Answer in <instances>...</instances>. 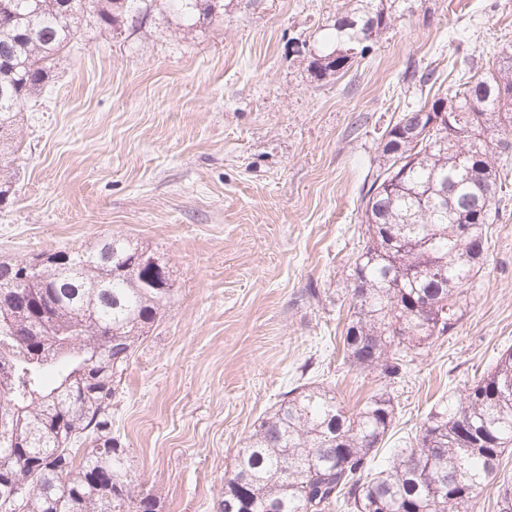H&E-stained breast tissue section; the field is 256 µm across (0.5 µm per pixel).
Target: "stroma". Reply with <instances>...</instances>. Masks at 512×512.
<instances>
[{
    "label": "stroma",
    "mask_w": 512,
    "mask_h": 512,
    "mask_svg": "<svg viewBox=\"0 0 512 512\" xmlns=\"http://www.w3.org/2000/svg\"><path fill=\"white\" fill-rule=\"evenodd\" d=\"M221 2L194 26L161 4L140 23L82 25L21 108L0 203V260L118 233L166 262L176 299L112 401L128 471L159 512H216L245 437L299 383L349 410L387 389L384 461L512 348V155L479 299L456 329L391 384L337 347L384 129L512 50V0H382L387 30L322 80L310 63L335 48L350 0ZM429 69L434 83L411 81Z\"/></svg>",
    "instance_id": "35a3bbf8"
}]
</instances>
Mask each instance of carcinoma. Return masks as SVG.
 <instances>
[{
	"label": "carcinoma",
	"mask_w": 512,
	"mask_h": 512,
	"mask_svg": "<svg viewBox=\"0 0 512 512\" xmlns=\"http://www.w3.org/2000/svg\"><path fill=\"white\" fill-rule=\"evenodd\" d=\"M155 0H0V64L11 73L0 95V128L16 131L23 103L42 90L52 64L83 23L114 28ZM187 25L213 18V0H164ZM367 8L333 24L347 43L313 61L339 73L334 54L360 57L387 29ZM442 123L426 129L432 113ZM512 150V53L483 76L404 112L383 134L377 173L359 198L366 225L352 263L343 361L388 380L410 354L451 332L487 260L505 182L496 155ZM155 253L120 235L90 251L58 250L26 281L0 282V512H156L136 493L126 449L112 434L114 378L137 343L171 307L166 266L133 258ZM37 292L52 330L14 303ZM388 391L352 412L336 393L305 382L281 394L254 424L224 476L217 512H467L499 480V512H512V478L499 475L512 447V350L491 370L432 409L413 445L385 464L378 448L395 422Z\"/></svg>",
	"instance_id": "obj_1"
}]
</instances>
